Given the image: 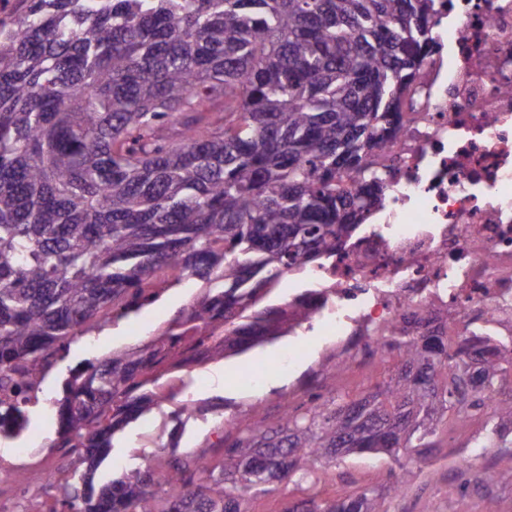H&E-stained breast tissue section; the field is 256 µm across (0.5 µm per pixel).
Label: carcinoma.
<instances>
[{"mask_svg":"<svg viewBox=\"0 0 512 512\" xmlns=\"http://www.w3.org/2000/svg\"><path fill=\"white\" fill-rule=\"evenodd\" d=\"M0 28V379L91 327L151 303L165 269L202 293L142 349L72 373L55 400L58 448H79L60 512H241L254 489L321 460L434 447L439 420L484 405L512 373V336L448 344L397 324L395 378L354 402L285 408L224 437L219 477L176 457L162 499L150 466L94 485L114 435L174 393L180 350L239 354L309 321L313 294L269 304L280 280L325 262L378 209L396 168L404 98L436 41V0H22ZM214 103L216 122H202ZM490 437L512 448V396ZM27 421L0 402V433ZM285 512H379L370 490L312 493Z\"/></svg>","mask_w":512,"mask_h":512,"instance_id":"obj_1","label":"carcinoma"}]
</instances>
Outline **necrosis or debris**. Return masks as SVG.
Wrapping results in <instances>:
<instances>
[{
  "instance_id": "necrosis-or-debris-1",
  "label": "necrosis or debris",
  "mask_w": 512,
  "mask_h": 512,
  "mask_svg": "<svg viewBox=\"0 0 512 512\" xmlns=\"http://www.w3.org/2000/svg\"><path fill=\"white\" fill-rule=\"evenodd\" d=\"M438 50L406 104L415 120L366 231L321 269L305 271L320 298L311 326L357 336L373 353L387 329L410 335L438 317L464 332L512 334V0H437Z\"/></svg>"
}]
</instances>
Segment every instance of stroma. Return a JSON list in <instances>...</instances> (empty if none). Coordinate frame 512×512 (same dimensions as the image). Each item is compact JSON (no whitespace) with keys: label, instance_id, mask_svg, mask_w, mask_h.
Returning a JSON list of instances; mask_svg holds the SVG:
<instances>
[{"label":"stroma","instance_id":"35a3bbf8","mask_svg":"<svg viewBox=\"0 0 512 512\" xmlns=\"http://www.w3.org/2000/svg\"><path fill=\"white\" fill-rule=\"evenodd\" d=\"M200 291L193 279L182 280L155 305L123 320L118 327L93 331L73 342L61 355L55 369L42 381V398L29 408L33 426L50 419L44 437L35 438L20 469L23 485L0 486V512H51L56 505L63 476L69 475L79 456L78 449L57 448V408L50 402L69 371L80 363L101 361L119 350L138 348L164 329L176 311L187 305ZM301 344L303 354L291 367H283L281 356L292 344ZM399 357L390 354L341 369L336 365V344L323 336H284L247 352L220 361L195 355L178 369L165 370L163 379L175 386L176 396L154 409L149 422L130 424L117 435L103 473L120 475L143 465H151L154 489L168 497L164 475L173 457L205 456L221 466L223 436L235 435L238 423L261 425L283 416L285 406H302L311 396L329 401L343 397L353 401L394 376ZM192 399V415L180 412V402ZM490 417L473 413L467 423L453 417L437 425L435 447L428 455L415 449L398 455L354 454L331 463H319L314 478L320 499L330 500L341 493L374 490L381 512H486L494 505L497 512H512V450L489 445ZM475 450L471 471L494 473L492 485L477 493L463 491V479L455 467L461 449ZM413 467L417 475L400 490H393L404 468ZM294 482H282L270 490L251 491L245 500L246 512H285L288 505L305 498Z\"/></svg>","mask_w":512,"mask_h":512}]
</instances>
